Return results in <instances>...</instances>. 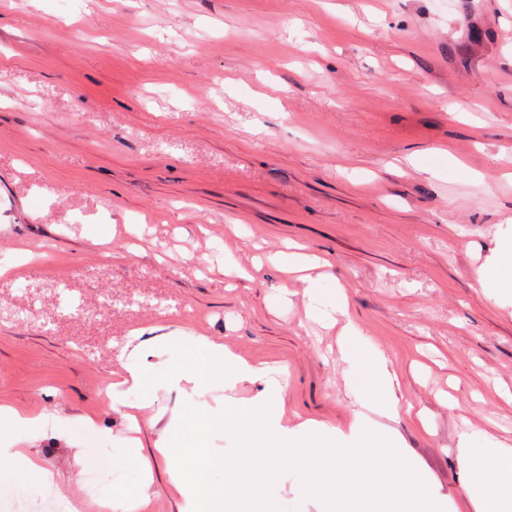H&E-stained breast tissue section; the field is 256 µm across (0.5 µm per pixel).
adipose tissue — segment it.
<instances>
[{
    "label": "adipose tissue",
    "mask_w": 512,
    "mask_h": 512,
    "mask_svg": "<svg viewBox=\"0 0 512 512\" xmlns=\"http://www.w3.org/2000/svg\"><path fill=\"white\" fill-rule=\"evenodd\" d=\"M474 275L483 291L511 289L512 242L502 244L496 257L476 269ZM346 338L348 344L341 349V360L356 366V382L363 399L392 420L412 414V405L397 394L399 382L385 355L376 353L369 366H360L356 345L364 336L352 326ZM172 339L183 345L187 355L186 362L171 371L175 384L185 383L193 389H202L216 367L223 368L225 377L233 382L257 378L263 373L261 367L210 337L187 336L177 331ZM199 349L207 352V363L195 361L194 354ZM120 368L121 376L112 385V407L128 409V418L132 421L137 420L139 414L149 415L152 424L156 425L154 448L170 464L168 482L180 503L179 512H224L225 490L200 480L207 471L224 466V459L216 458L200 442L191 448L179 445L184 432H193L200 438L205 432L204 427L181 414L167 415L164 409L157 407L156 398L144 384L135 361L123 360ZM132 392L139 395L133 405L126 401L127 394ZM141 446L140 439H130L128 458L142 471L143 482L137 491L122 492L114 498V512H136L149 499L152 461L141 454ZM462 473L461 490L472 512H512V448L490 447L478 454L463 451Z\"/></svg>",
    "instance_id": "obj_1"
}]
</instances>
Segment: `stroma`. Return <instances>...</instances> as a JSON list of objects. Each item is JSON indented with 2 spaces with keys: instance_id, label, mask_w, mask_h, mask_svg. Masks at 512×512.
Instances as JSON below:
<instances>
[{
  "instance_id": "obj_1",
  "label": "stroma",
  "mask_w": 512,
  "mask_h": 512,
  "mask_svg": "<svg viewBox=\"0 0 512 512\" xmlns=\"http://www.w3.org/2000/svg\"><path fill=\"white\" fill-rule=\"evenodd\" d=\"M510 239L512 0H0V406L47 414L19 437L53 512L142 483L105 397L122 350L170 414L263 396L172 387L184 352L159 338L178 330L268 367L289 425L364 416L469 512L459 441L512 448V294L472 276ZM291 242L326 259L321 300L344 293L362 359L385 353L428 427L366 412L341 326L280 270ZM42 486L1 460L0 512H39ZM324 486L288 470L271 496L327 512Z\"/></svg>"
}]
</instances>
